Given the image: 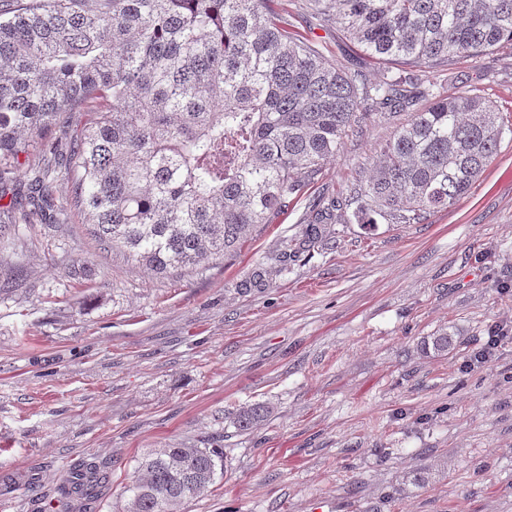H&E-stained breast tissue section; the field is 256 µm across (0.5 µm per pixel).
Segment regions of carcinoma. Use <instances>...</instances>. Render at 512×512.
Here are the masks:
<instances>
[{"label":"carcinoma","mask_w":512,"mask_h":512,"mask_svg":"<svg viewBox=\"0 0 512 512\" xmlns=\"http://www.w3.org/2000/svg\"><path fill=\"white\" fill-rule=\"evenodd\" d=\"M273 2L0 0V184L28 172L0 206V248L16 211L51 221L60 177L101 250L189 275L287 212L349 131L411 113L366 180L312 201L301 237L280 241L286 269L334 224H417L453 206L495 160L498 113L476 93L443 96L428 70L512 42V0H303L388 65L378 83L327 64ZM74 111L85 120L59 155L48 135ZM455 336L442 328L423 350L446 353ZM269 413L243 406L236 428ZM223 475L222 448H160L125 485V512H180ZM108 479L90 457L58 493L94 503Z\"/></svg>","instance_id":"1"}]
</instances>
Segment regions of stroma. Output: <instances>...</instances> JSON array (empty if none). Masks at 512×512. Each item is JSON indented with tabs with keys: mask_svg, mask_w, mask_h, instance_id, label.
I'll return each mask as SVG.
<instances>
[{
	"mask_svg": "<svg viewBox=\"0 0 512 512\" xmlns=\"http://www.w3.org/2000/svg\"><path fill=\"white\" fill-rule=\"evenodd\" d=\"M277 6L329 63L382 76L336 24ZM435 78L484 97L509 131L470 192L423 223L343 224L288 269L275 260L309 198L366 179L404 112L345 137L305 198L190 278L102 254L72 209L17 222L0 250L9 512H84L57 489L90 455L110 472L93 512H123L139 458L200 442L223 448L224 475L181 512H512V45ZM444 326L453 349L424 353ZM498 327L492 360L474 363ZM257 402L267 421L238 432ZM270 408L264 403L241 407L235 415L234 423L240 432L253 431L266 421Z\"/></svg>",
	"mask_w": 512,
	"mask_h": 512,
	"instance_id": "obj_1",
	"label": "stroma"
}]
</instances>
